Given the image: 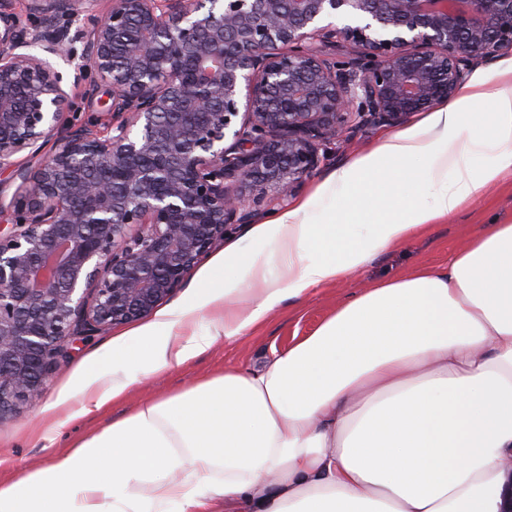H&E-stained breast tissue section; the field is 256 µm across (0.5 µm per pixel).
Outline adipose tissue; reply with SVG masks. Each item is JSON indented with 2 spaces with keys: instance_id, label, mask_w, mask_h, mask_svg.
Listing matches in <instances>:
<instances>
[{
  "instance_id": "adipose-tissue-1",
  "label": "adipose tissue",
  "mask_w": 512,
  "mask_h": 512,
  "mask_svg": "<svg viewBox=\"0 0 512 512\" xmlns=\"http://www.w3.org/2000/svg\"><path fill=\"white\" fill-rule=\"evenodd\" d=\"M336 170L314 199L257 225L259 253L224 251L228 277L112 344L146 371L212 337L179 336L205 308L225 338L288 296L344 279L512 172V66ZM493 108L480 120L477 102ZM482 157L477 168L468 158ZM331 208L315 210V198ZM512 477V224L492 223L447 266L340 303L254 367L225 369L0 483V512H500Z\"/></svg>"
}]
</instances>
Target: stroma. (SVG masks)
<instances>
[{"label":"stroma","mask_w":512,"mask_h":512,"mask_svg":"<svg viewBox=\"0 0 512 512\" xmlns=\"http://www.w3.org/2000/svg\"><path fill=\"white\" fill-rule=\"evenodd\" d=\"M112 95L99 87L93 99L75 97L70 120L81 125L94 121L106 130L112 121ZM389 126H363L351 139L332 144L326 161L308 176L300 189L287 199L271 205L255 216L260 224L293 208L310 197L337 169L353 163L372 151L385 138L394 135ZM512 223V173L491 185L482 199L463 204L446 221L430 225L399 247L374 256L361 269L345 279L312 290L300 297H289L255 331L232 341L216 339L203 354L183 365L141 374L136 362L112 358L115 337L136 329V322L118 324L73 345L70 356L48 380L40 404L21 405L0 419V480L11 481L30 470L51 464L54 457L68 450L90 433L102 430L130 414L139 403L160 398L195 382L223 373L228 366L260 362L271 349H286L294 338L308 335L336 305L364 288L397 278L419 268H439L468 239L482 232L491 221ZM253 224L231 228L223 242L217 243L186 277L182 288L163 300L161 309L191 304L198 285L211 265L224 256L226 244L234 243L245 251L259 250L251 231ZM140 373L139 382L129 386L121 397L106 403L91 414H81L76 392L87 374L97 375L100 385L112 383L113 372ZM55 403L52 413L42 411L45 403Z\"/></svg>","instance_id":"stroma-1"}]
</instances>
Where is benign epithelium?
<instances>
[{"mask_svg": "<svg viewBox=\"0 0 512 512\" xmlns=\"http://www.w3.org/2000/svg\"><path fill=\"white\" fill-rule=\"evenodd\" d=\"M95 2L28 0L30 24L0 8V417L75 341L149 316L355 123L398 126L512 51V0ZM102 84L110 130L70 124L73 90Z\"/></svg>", "mask_w": 512, "mask_h": 512, "instance_id": "obj_1", "label": "benign epithelium"}]
</instances>
